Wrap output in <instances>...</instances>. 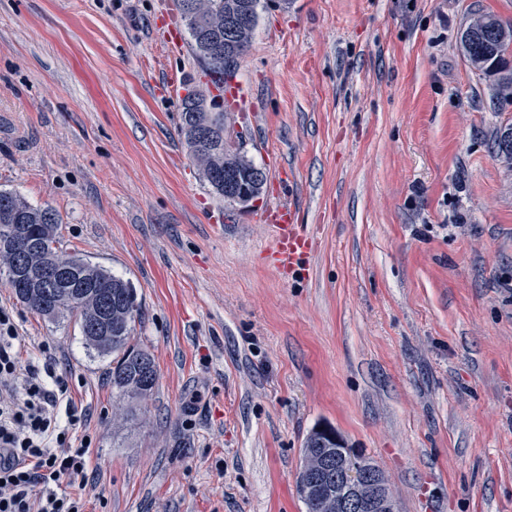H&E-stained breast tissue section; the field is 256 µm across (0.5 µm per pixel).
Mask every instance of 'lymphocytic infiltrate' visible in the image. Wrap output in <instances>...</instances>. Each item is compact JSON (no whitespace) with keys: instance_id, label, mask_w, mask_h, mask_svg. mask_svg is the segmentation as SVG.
Returning <instances> with one entry per match:
<instances>
[{"instance_id":"1","label":"lymphocytic infiltrate","mask_w":512,"mask_h":512,"mask_svg":"<svg viewBox=\"0 0 512 512\" xmlns=\"http://www.w3.org/2000/svg\"><path fill=\"white\" fill-rule=\"evenodd\" d=\"M50 345L20 336L0 307V512H86L82 495L92 439L78 436L88 414L58 375Z\"/></svg>"}]
</instances>
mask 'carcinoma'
<instances>
[{
    "mask_svg": "<svg viewBox=\"0 0 512 512\" xmlns=\"http://www.w3.org/2000/svg\"><path fill=\"white\" fill-rule=\"evenodd\" d=\"M261 0H195V9H185V0H179V10L186 22L190 43L196 60L215 86L224 84V68L214 65L213 46L226 39V29L241 14H248L253 24H258ZM482 22L493 28L494 43L490 46L476 45L463 33L460 45L467 62L475 70L495 77L496 96L512 99V67L508 57L512 55V27L504 24L495 15H478ZM224 111H214L207 105L200 92H189L180 101V127L189 155L198 166L205 184L219 201H224V184L213 181L210 173L224 172V136L216 139L204 154L197 152L193 140L195 127L211 123L222 128ZM21 224L24 238L0 241V276L27 309L53 322L74 319L83 342L93 357L112 358L110 380L112 397L128 405L127 415L132 416L141 402L149 397L157 382L154 358L144 348L133 342L135 323L141 316V304L137 301L133 284L112 275L101 265L79 255H65L58 248L59 221L49 207H34L20 195L0 190V226ZM33 240L31 251L26 254L27 265L35 271L47 262L72 266L80 275L87 289L75 291L76 298L52 303L44 298L43 288L31 283L24 292L13 287L9 279L17 259V250ZM103 286L112 298V331L95 336L88 332L87 325L93 321L100 307V297L91 286Z\"/></svg>",
    "mask_w": 512,
    "mask_h": 512,
    "instance_id": "cac0c4a2",
    "label": "carcinoma"
}]
</instances>
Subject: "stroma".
<instances>
[{"mask_svg":"<svg viewBox=\"0 0 512 512\" xmlns=\"http://www.w3.org/2000/svg\"><path fill=\"white\" fill-rule=\"evenodd\" d=\"M164 0H0V189L60 218V248L129 279L158 379L137 419L73 322L0 282L49 343L93 437L87 512H305L301 448L329 425L398 512H512V100L466 61L512 0H262L231 136L267 174L211 194L179 134L189 43ZM314 236L274 267L272 202Z\"/></svg>","mask_w":512,"mask_h":512,"instance_id":"obj_1","label":"stroma"}]
</instances>
